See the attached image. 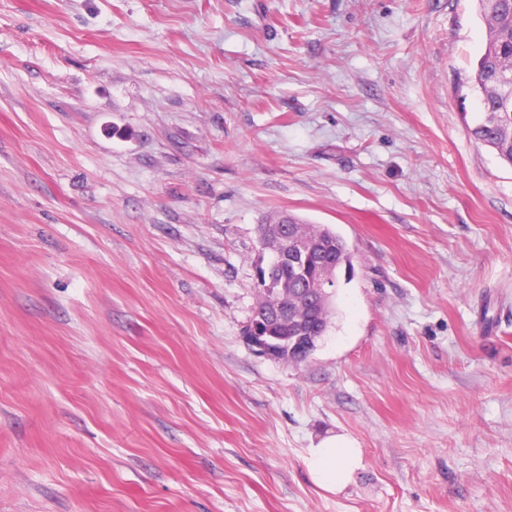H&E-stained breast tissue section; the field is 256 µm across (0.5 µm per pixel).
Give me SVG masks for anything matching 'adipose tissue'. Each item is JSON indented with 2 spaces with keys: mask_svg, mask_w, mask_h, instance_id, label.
I'll return each instance as SVG.
<instances>
[{
  "mask_svg": "<svg viewBox=\"0 0 512 512\" xmlns=\"http://www.w3.org/2000/svg\"><path fill=\"white\" fill-rule=\"evenodd\" d=\"M362 463V451L346 435H332L310 448L306 458L313 480L333 492L345 486Z\"/></svg>",
  "mask_w": 512,
  "mask_h": 512,
  "instance_id": "adipose-tissue-1",
  "label": "adipose tissue"
}]
</instances>
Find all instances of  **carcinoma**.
<instances>
[{
  "label": "carcinoma",
  "instance_id": "carcinoma-1",
  "mask_svg": "<svg viewBox=\"0 0 512 512\" xmlns=\"http://www.w3.org/2000/svg\"><path fill=\"white\" fill-rule=\"evenodd\" d=\"M480 16L486 24L487 40L470 76L479 93L483 117L467 127L475 142L491 148L500 161L512 167V108L492 84L503 75H512V0H477ZM294 231L307 240L312 251L320 254L325 265L340 267L350 262L344 254L342 240L325 225L308 224L290 215ZM286 280L268 288L256 286L254 307L263 318L262 332L286 341L302 340L322 332L324 320L315 289V273L310 279L296 278L293 265L283 271Z\"/></svg>",
  "mask_w": 512,
  "mask_h": 512
}]
</instances>
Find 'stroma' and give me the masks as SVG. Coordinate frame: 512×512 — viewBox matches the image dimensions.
<instances>
[{
	"instance_id": "35a3bbf8",
	"label": "stroma",
	"mask_w": 512,
	"mask_h": 512,
	"mask_svg": "<svg viewBox=\"0 0 512 512\" xmlns=\"http://www.w3.org/2000/svg\"><path fill=\"white\" fill-rule=\"evenodd\" d=\"M485 42L476 0H0V512H512ZM281 211L351 254L297 366L242 338ZM361 463V448L343 434L322 439L309 449L306 457V465L313 480L322 489L333 493L351 480Z\"/></svg>"
}]
</instances>
